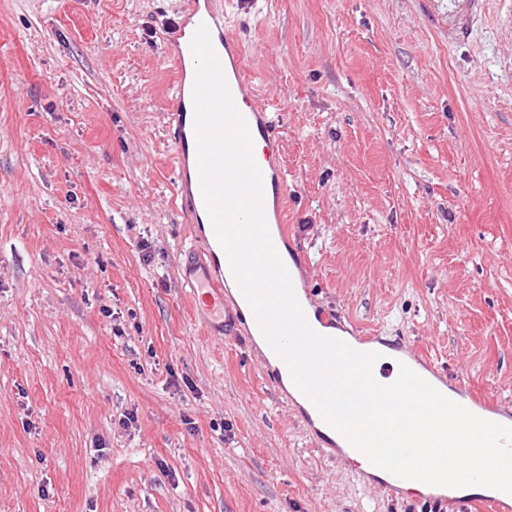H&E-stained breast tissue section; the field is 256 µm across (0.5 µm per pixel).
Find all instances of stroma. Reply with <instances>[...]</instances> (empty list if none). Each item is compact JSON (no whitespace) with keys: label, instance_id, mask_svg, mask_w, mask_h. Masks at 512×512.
Returning a JSON list of instances; mask_svg holds the SVG:
<instances>
[{"label":"stroma","instance_id":"obj_1","mask_svg":"<svg viewBox=\"0 0 512 512\" xmlns=\"http://www.w3.org/2000/svg\"><path fill=\"white\" fill-rule=\"evenodd\" d=\"M181 0H0V512H437L181 285ZM317 315L512 407V0H227ZM133 415L124 424L125 415ZM255 338H256V341H257L260 349L265 354V356L268 358L272 367L278 369L279 372L281 373L283 383L286 386V388L288 389V391L291 392L296 397L298 402L308 411V413L311 415L312 419L315 421L316 426L318 428H320L321 430H323L330 437H333L334 439H336L335 436L330 431L324 429L323 423L319 422V420H318V416L320 417V419L324 422V424L326 426H328V427H331V426L329 424H327L321 418L319 413L316 411V409L313 407V405L310 403V401L302 394V392L300 390H299L300 393L298 392V390L295 386V378H294V375H293L291 369L287 368L286 364L280 358L279 359L283 365L279 362L275 353L267 346L265 340L261 336L255 335ZM306 402L310 405L311 408H313L316 411L318 416L315 413V411L312 410ZM314 432H315L314 434L318 437V440L321 444L331 446V448H334V447H336V448H343V447L353 448L346 440H343L346 444L344 443V446L340 447L342 445L339 442L327 437L324 433L320 432L318 429H316ZM395 352L404 363L409 361L418 363L431 378L446 386L445 383H447V380L445 379V372L432 361L425 359L420 352L414 351L404 345L397 347Z\"/></svg>","mask_w":512,"mask_h":512}]
</instances>
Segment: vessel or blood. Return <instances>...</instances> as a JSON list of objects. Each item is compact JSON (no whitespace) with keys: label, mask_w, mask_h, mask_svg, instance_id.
<instances>
[{"label":"vessel or blood","mask_w":512,"mask_h":512,"mask_svg":"<svg viewBox=\"0 0 512 512\" xmlns=\"http://www.w3.org/2000/svg\"><path fill=\"white\" fill-rule=\"evenodd\" d=\"M221 0H183L181 12L187 24L175 28L167 37L168 51L180 62V72L175 81L172 107L167 114V128L175 154V172L180 191L181 209L191 223H200L207 209L200 190L197 161V144L194 133L195 106L193 85L195 65L186 36L187 26H206L210 39L219 41L222 50L218 54L225 79L234 104L243 105L242 113L251 136L261 138L266 144V167L262 171L263 197L267 223L279 224L283 218L279 204L288 190V180L282 163V138L270 116L269 107L258 102L242 77L243 47L227 26ZM208 246L201 256L195 257L193 265L182 274L183 285L193 305L204 306L212 314L211 328L222 329L225 336L238 335L240 329L256 326L257 321L251 308L230 305L224 301L223 283L217 257L213 248L217 238L208 234ZM396 352L405 362L413 361L436 381H444L445 373L420 352L406 346H399ZM467 408L473 414L493 421L501 415V404L487 395H470ZM430 501L454 503L458 512H470L477 506L489 507L490 512H512L511 495L463 496L448 498L444 491L430 494Z\"/></svg>","instance_id":"b4317fda"}]
</instances>
